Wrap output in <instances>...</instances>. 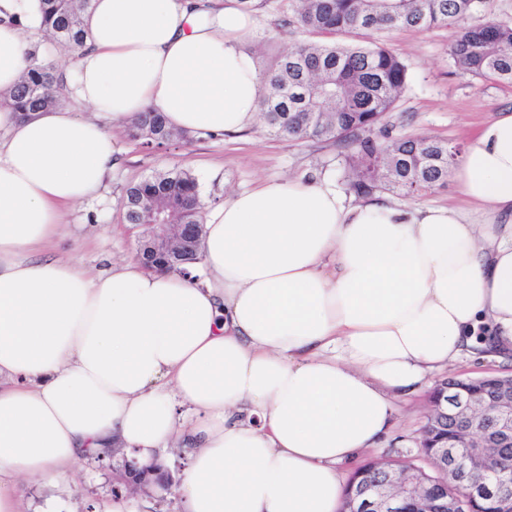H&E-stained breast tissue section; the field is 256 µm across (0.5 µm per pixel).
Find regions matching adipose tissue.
Wrapping results in <instances>:
<instances>
[{
	"label": "adipose tissue",
	"mask_w": 512,
	"mask_h": 512,
	"mask_svg": "<svg viewBox=\"0 0 512 512\" xmlns=\"http://www.w3.org/2000/svg\"><path fill=\"white\" fill-rule=\"evenodd\" d=\"M83 24L66 80L91 116L0 107V512H20V478L177 438L186 512H338V464L380 444L395 399L474 354L480 327L512 345V113L455 167L467 208L266 181L209 212L190 274L92 275L38 251L120 166L114 128L150 108L235 134L265 84L237 0H91ZM40 27L41 0H0V92Z\"/></svg>",
	"instance_id": "ef3b65f1"
}]
</instances>
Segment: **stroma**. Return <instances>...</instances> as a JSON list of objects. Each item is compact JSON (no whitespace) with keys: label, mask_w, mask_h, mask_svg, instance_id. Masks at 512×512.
<instances>
[{"label":"stroma","mask_w":512,"mask_h":512,"mask_svg":"<svg viewBox=\"0 0 512 512\" xmlns=\"http://www.w3.org/2000/svg\"><path fill=\"white\" fill-rule=\"evenodd\" d=\"M255 26L247 43L267 68L272 58L303 40L297 25L288 24V0L252 10ZM455 30L449 26L428 29H394L382 33L383 42L406 63L409 82L382 125L389 137H431L457 146L486 120L512 111V83L472 76L449 53ZM117 137L124 162L112 174L103 198L79 205L67 215L70 237L47 247L50 255H77L91 273L136 257L137 232L125 224L120 209L124 188L143 177L173 168L191 171L200 183L206 207L222 205L233 192L261 182L301 176L313 171L325 175L338 193H346L348 169L343 149L333 142L304 138L283 141L268 135L263 123L235 136L194 134L185 140L147 148L129 139L126 130ZM426 392L398 403L396 424L370 458L417 455V437L425 423ZM21 512H41L53 501L55 512H103L115 500L112 462L88 461L80 472L65 475L55 486L22 480L17 488Z\"/></svg>","instance_id":"35a3bbf8"}]
</instances>
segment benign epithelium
Returning a JSON list of instances; mask_svg holds the SVG:
<instances>
[{"label":"benign epithelium","mask_w":512,"mask_h":512,"mask_svg":"<svg viewBox=\"0 0 512 512\" xmlns=\"http://www.w3.org/2000/svg\"><path fill=\"white\" fill-rule=\"evenodd\" d=\"M140 230L137 258L145 268L152 270L164 263L182 262L197 257L202 237L200 224H170L158 219L155 224H136ZM493 392L495 415L486 425L501 439H512V375L483 377ZM484 400L479 391L467 385H444L440 393L429 403L426 429L428 434L439 435L435 447L445 459L460 462L462 468L448 477L451 483L463 482L470 470L480 463L481 456L475 451L476 439L458 434L442 436V425L448 418H466L481 411ZM375 465L383 470V478L372 484L360 485L349 491L340 512H455L459 503L436 488L435 482L424 470H401L386 460ZM177 485L167 467L158 459L148 465L137 459H123L118 470L114 493H137L158 487L169 493ZM467 498L472 503L485 502L494 512H512V474L504 476L491 473L483 481L469 489Z\"/></svg>","instance_id":"benign-epithelium-1"}]
</instances>
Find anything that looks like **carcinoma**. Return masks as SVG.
I'll return each mask as SVG.
<instances>
[{
  "mask_svg": "<svg viewBox=\"0 0 512 512\" xmlns=\"http://www.w3.org/2000/svg\"><path fill=\"white\" fill-rule=\"evenodd\" d=\"M42 30L74 50L84 47L81 24L91 0H41ZM477 0H290L296 23L306 33L381 32L394 28H456L449 46L455 62L479 78L512 82V26L487 21L466 26ZM260 110L269 135L285 141L333 140L349 149L348 190L358 197L379 191L425 194L448 176V143L427 137L377 142L367 133L391 111L408 82V68L391 49L301 42L282 52L263 76ZM68 98L54 68L27 69L5 105L26 117L62 106ZM146 146L163 145L187 133L168 126L160 113L141 112L128 130ZM127 224H150L162 213L174 224H200L204 204L197 177L185 169L155 173L129 185L121 198ZM497 468L512 467V444L490 449ZM367 462L346 484L374 480Z\"/></svg>",
  "mask_w": 512,
  "mask_h": 512,
  "instance_id": "carcinoma-1",
  "label": "carcinoma"
}]
</instances>
